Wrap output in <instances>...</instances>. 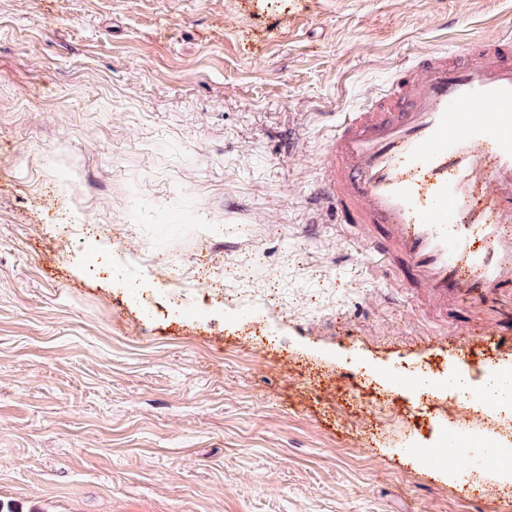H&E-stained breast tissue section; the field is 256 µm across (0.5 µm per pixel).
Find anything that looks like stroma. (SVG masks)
I'll return each mask as SVG.
<instances>
[{"label": "stroma", "mask_w": 512, "mask_h": 512, "mask_svg": "<svg viewBox=\"0 0 512 512\" xmlns=\"http://www.w3.org/2000/svg\"><path fill=\"white\" fill-rule=\"evenodd\" d=\"M510 29L512 0H0V505L512 512L424 454L498 439L448 380L512 366V304L437 311L311 205L399 60ZM173 273L220 291L170 303ZM435 364L423 424L387 371Z\"/></svg>", "instance_id": "stroma-1"}]
</instances>
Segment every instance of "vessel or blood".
<instances>
[{"instance_id":"vessel-or-blood-1","label":"vessel or blood","mask_w":512,"mask_h":512,"mask_svg":"<svg viewBox=\"0 0 512 512\" xmlns=\"http://www.w3.org/2000/svg\"><path fill=\"white\" fill-rule=\"evenodd\" d=\"M315 199L435 307L512 293V32L401 62L337 122Z\"/></svg>"}]
</instances>
